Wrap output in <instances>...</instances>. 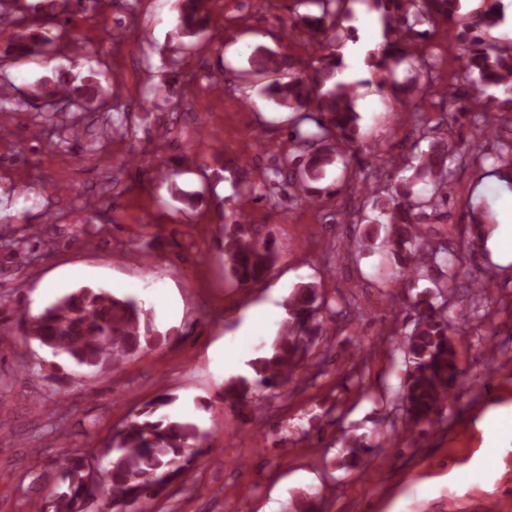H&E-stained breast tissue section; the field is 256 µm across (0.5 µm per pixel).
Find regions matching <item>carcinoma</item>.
Here are the masks:
<instances>
[{
    "mask_svg": "<svg viewBox=\"0 0 512 512\" xmlns=\"http://www.w3.org/2000/svg\"><path fill=\"white\" fill-rule=\"evenodd\" d=\"M349 2L298 0L305 8L298 24L317 38L318 44L317 54L305 62L263 46L250 51L247 73L262 80L261 95L292 113L288 137L294 148L267 172L264 182L236 178L237 186L247 193L276 202L333 195L329 188L314 183L323 179L326 167L347 164L359 134L358 85L337 79L343 70L340 50L357 39L355 28L346 25L351 17ZM363 2L379 12L384 25L382 43L367 54L365 64L391 74L403 64L410 68L414 79L406 92L414 110L405 120L413 123L418 141L428 142L427 149L403 158L400 165L372 153L375 162L348 185L351 193L361 196L357 223L368 225L361 246L379 244L409 285L429 273L435 275L437 292L409 305L414 312L413 327L404 332L401 342L408 364L401 396L404 432L414 441L445 421L457 402V341L463 321L459 310L442 313L438 305L441 296L461 287L462 253L484 249L488 227L480 217L471 215V224L455 245L440 225L447 215L448 187L459 170L473 167L487 176L512 175V118H505L512 112V44L503 46L492 35L500 18V0H490L486 9L471 15L456 35L460 72L468 79L474 136L494 141L495 150L487 153L470 142L457 141L452 129L431 128L420 117L443 60L418 52L414 38H425L442 23L453 24L460 0ZM205 3L177 0L180 33L197 37L211 28ZM24 29L26 33L0 53L1 59L16 63L47 51L52 44L69 43L68 28L62 25L52 33L41 30L38 23ZM490 87L502 88L503 97L488 95ZM101 91L96 82L79 87L58 77L39 83L32 94L84 108L100 97ZM45 122L57 136L63 130L68 137L80 139L83 118L77 110L62 123H55L52 115ZM404 166L414 170L413 176H387V168L397 172ZM416 178L427 185L424 191H414ZM222 218L220 246L228 279L236 286L266 280L275 259L271 239L260 237L236 209L222 213ZM284 307L287 318L278 336L249 362L250 375L239 376L225 386L224 400L243 405L261 389L285 387L316 358L314 351L331 350L324 315L333 311L317 285L294 289ZM5 308L1 303V348L34 344L92 377L120 368L146 349L168 343L173 333L159 330L136 299L92 285L75 288L34 313L27 308L8 313ZM173 402L174 397L161 395L146 403L114 433L103 455L82 453L67 458L61 482L35 504V512H90L94 495L87 477L95 463L103 473L110 512H146L193 468L210 444L211 434L164 412ZM343 444L349 449L346 467L363 469L374 448L369 436L345 437Z\"/></svg>",
    "mask_w": 512,
    "mask_h": 512,
    "instance_id": "carcinoma-1",
    "label": "carcinoma"
}]
</instances>
